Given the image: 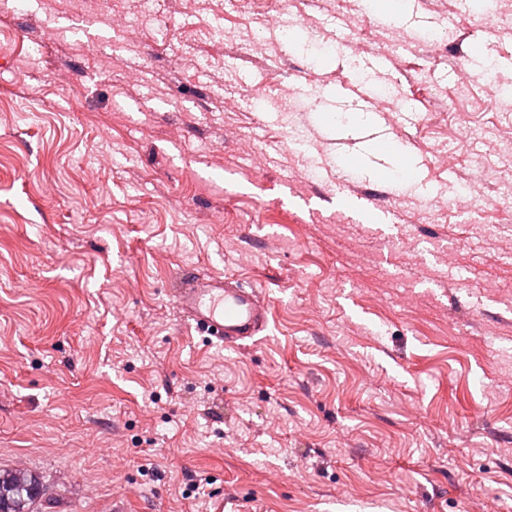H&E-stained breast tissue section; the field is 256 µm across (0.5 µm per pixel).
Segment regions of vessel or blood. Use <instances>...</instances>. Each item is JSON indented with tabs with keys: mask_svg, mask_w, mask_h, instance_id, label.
Here are the masks:
<instances>
[{
	"mask_svg": "<svg viewBox=\"0 0 512 512\" xmlns=\"http://www.w3.org/2000/svg\"><path fill=\"white\" fill-rule=\"evenodd\" d=\"M170 293L187 324L225 348L256 342L270 328V298L237 279L188 269L178 276Z\"/></svg>",
	"mask_w": 512,
	"mask_h": 512,
	"instance_id": "vessel-or-blood-1",
	"label": "vessel or blood"
}]
</instances>
